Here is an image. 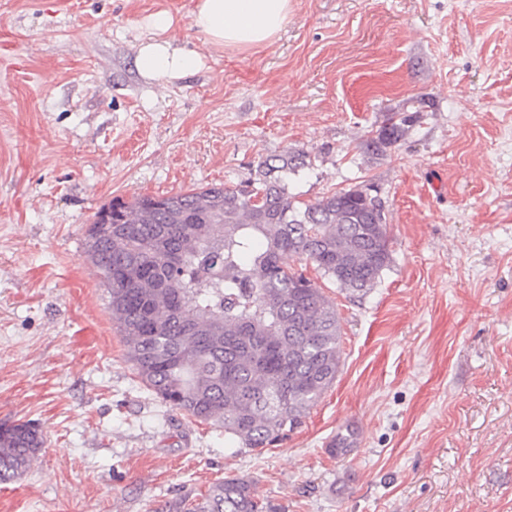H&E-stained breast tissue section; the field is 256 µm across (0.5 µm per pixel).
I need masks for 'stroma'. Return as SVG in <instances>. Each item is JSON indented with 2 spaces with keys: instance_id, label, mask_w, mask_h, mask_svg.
Instances as JSON below:
<instances>
[{
  "instance_id": "stroma-1",
  "label": "stroma",
  "mask_w": 512,
  "mask_h": 512,
  "mask_svg": "<svg viewBox=\"0 0 512 512\" xmlns=\"http://www.w3.org/2000/svg\"><path fill=\"white\" fill-rule=\"evenodd\" d=\"M193 5L0 0V423L45 440L0 512H160L229 475L284 512H512V0H292L271 44L224 50ZM158 10L203 57L171 83L135 61ZM416 97L421 126L363 153ZM290 151L312 161L303 202L377 189L391 263L357 297L284 255L335 302L342 364L254 451L136 377L85 229L112 199L234 187ZM345 432L346 433L339 431L328 443V451L331 454L344 458L354 450L357 443L358 433L356 429L351 427L349 428L348 426L346 427Z\"/></svg>"
}]
</instances>
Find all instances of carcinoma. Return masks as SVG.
I'll use <instances>...</instances> for the list:
<instances>
[{
	"instance_id": "cac0c4a2",
	"label": "carcinoma",
	"mask_w": 512,
	"mask_h": 512,
	"mask_svg": "<svg viewBox=\"0 0 512 512\" xmlns=\"http://www.w3.org/2000/svg\"><path fill=\"white\" fill-rule=\"evenodd\" d=\"M431 106L420 97L414 111L388 115L363 152L384 154ZM308 166L303 152L268 156L240 187L115 199L86 228L88 260L137 377L241 448L273 447L301 428L342 363L336 304L282 256L299 255L342 290L364 294L391 262L380 199L355 188L298 201L289 181ZM357 436L338 432L328 451L346 457ZM43 447L32 423H1L0 484L23 475ZM165 512L277 508L233 476Z\"/></svg>"
}]
</instances>
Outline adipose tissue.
Returning a JSON list of instances; mask_svg holds the SVG:
<instances>
[{
	"label": "adipose tissue",
	"instance_id": "obj_1",
	"mask_svg": "<svg viewBox=\"0 0 512 512\" xmlns=\"http://www.w3.org/2000/svg\"><path fill=\"white\" fill-rule=\"evenodd\" d=\"M291 0H196L191 24L213 47L249 49L270 44L288 19ZM151 37L139 44L137 65L143 77L167 82L196 72L201 55L176 46L168 35L174 18L159 11L146 19Z\"/></svg>",
	"mask_w": 512,
	"mask_h": 512
}]
</instances>
